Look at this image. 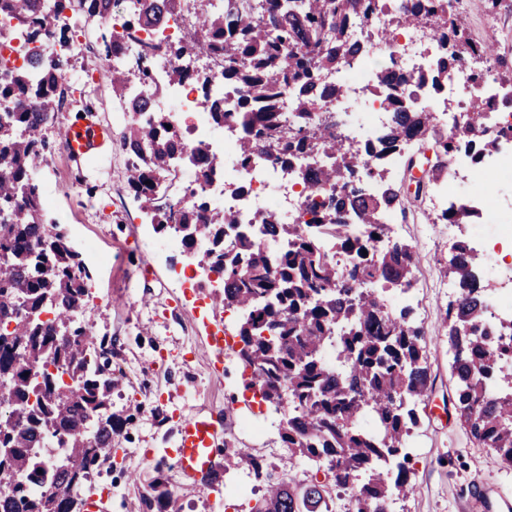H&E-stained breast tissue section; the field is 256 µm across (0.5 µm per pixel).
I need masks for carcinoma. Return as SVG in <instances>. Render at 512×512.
Here are the masks:
<instances>
[{"label": "carcinoma", "instance_id": "obj_1", "mask_svg": "<svg viewBox=\"0 0 512 512\" xmlns=\"http://www.w3.org/2000/svg\"><path fill=\"white\" fill-rule=\"evenodd\" d=\"M43 0H0V15L15 21L28 39H50L71 47L84 18L102 19L121 0H57L71 11L72 23L49 28ZM124 31L102 36L103 51L130 49L138 64L106 73L115 96L125 100L129 117L120 145L127 156V186L159 231L171 222L192 225L182 237L184 250L194 236L209 235L208 263L223 272L218 305L237 315L235 350L243 387L282 414L279 434L288 466L276 475L246 448L224 449V474L246 468L262 485L250 512H336L349 493V512H391L396 499L413 491L408 455L417 406L432 387L423 328L411 310H389L379 290L412 286L415 253L393 241L382 213H406L401 187L387 176L385 158L409 145L430 149L435 162L428 180L448 175V160L462 143L477 154L496 147L505 135L486 126L484 103L472 101L463 135L440 132L430 112L411 97V88L438 89L459 67L480 78L478 56L498 59L491 42L470 38L463 9L441 0H232L224 10L200 8L190 28L173 41L147 42L139 32L160 25L181 0H137ZM382 12L383 28L356 35L357 15ZM428 31L437 48L429 72L409 74L391 59L371 55L403 29ZM206 44L224 67V83L239 93V126L224 100H209L214 127L234 134L236 157L246 167L258 156L288 166L298 156L323 159L300 174L311 191L307 221L283 222L267 211L254 214L261 236L250 228L230 237L237 216L197 194L163 202L155 182L182 155L179 134L166 128L165 112L154 97H131L128 87L148 81L139 61L173 63L169 81L188 71L180 61ZM370 61L371 93L391 112L377 140L357 146L345 135L352 109L325 116L347 84H329L331 72H351ZM73 63L47 53L39 79L19 68L0 76V100L13 109L0 115V443L13 448L0 464V512H80L87 474L112 458V435L124 419L112 414V370L105 342H96L77 321L76 309L90 296L83 259L62 225L46 220V207L33 175L50 154L43 131L66 93ZM292 109L284 111V95ZM206 176L224 167V158L203 151L189 158ZM373 179L382 185L375 194ZM473 213L461 205L434 222L468 224ZM361 225L357 234L349 220ZM280 245L273 253L265 245ZM330 244L348 262L340 266L325 250ZM483 258L464 241L454 246L443 270L456 285L444 322L455 379L452 404L470 434L512 465V335L486 328L489 288L482 282ZM44 313L53 318L40 319ZM33 315L37 320L30 321ZM335 348L336 365L324 362ZM72 383L67 384L63 375ZM65 444L69 467L47 468L38 448L48 437ZM159 512H179L174 494L160 481L152 486Z\"/></svg>", "mask_w": 512, "mask_h": 512}]
</instances>
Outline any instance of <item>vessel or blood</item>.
I'll return each instance as SVG.
<instances>
[{
  "mask_svg": "<svg viewBox=\"0 0 512 512\" xmlns=\"http://www.w3.org/2000/svg\"><path fill=\"white\" fill-rule=\"evenodd\" d=\"M107 131L93 121L63 132L65 152L78 161L100 157L108 141ZM224 413L198 411L182 417L177 442L168 455L182 480L207 484L214 465L215 441L224 429Z\"/></svg>",
  "mask_w": 512,
  "mask_h": 512,
  "instance_id": "b4317fda",
  "label": "vessel or blood"
}]
</instances>
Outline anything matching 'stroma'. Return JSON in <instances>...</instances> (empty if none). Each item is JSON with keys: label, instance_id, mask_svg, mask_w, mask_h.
I'll use <instances>...</instances> for the list:
<instances>
[{"label": "stroma", "instance_id": "1", "mask_svg": "<svg viewBox=\"0 0 512 512\" xmlns=\"http://www.w3.org/2000/svg\"><path fill=\"white\" fill-rule=\"evenodd\" d=\"M470 35L495 42L505 66L512 68V0L489 12L486 0H464ZM104 29L99 19L83 26L88 45L76 59L87 79L71 87L46 131L55 147L43 169L42 189L52 218L66 225L97 255L89 262V291L108 305L89 304L86 325L112 346V371L121 384L112 393V409L127 421L112 439L114 454L93 475L111 486L105 512H157L150 507V484L163 475L178 496L183 512H248L253 496L216 481L207 486L184 483L173 460L180 416L199 409H228L227 442L251 449L262 462L282 467L288 456L278 434L280 416L248 402L242 371L233 351L216 360L210 336L216 323L234 324V313L209 304L198 307L186 296L177 272V254L149 256L157 233L129 193L126 157L120 149L122 123L112 116L122 103L110 85L96 81L103 66ZM92 108L98 124L109 129L105 159L86 164L68 157L59 146L64 128ZM428 203L407 205L396 217L398 238L412 245L418 258L408 304L429 343L428 365L434 379L418 408L419 423L409 440V467L414 492L394 504V512H512V467L466 431L448 399L454 388L452 356L443 317L450 297L440 288L439 269L460 238L447 225L431 223ZM261 423L262 433L242 429L240 421Z\"/></svg>", "mask_w": 512, "mask_h": 512}]
</instances>
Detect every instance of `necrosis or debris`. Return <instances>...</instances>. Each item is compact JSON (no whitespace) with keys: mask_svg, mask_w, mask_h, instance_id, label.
<instances>
[{"mask_svg":"<svg viewBox=\"0 0 512 512\" xmlns=\"http://www.w3.org/2000/svg\"><path fill=\"white\" fill-rule=\"evenodd\" d=\"M51 51V43L40 46L28 43L25 34L16 29L13 22L0 17V75L15 67L27 66L34 49ZM433 45L417 29L398 32L387 47L397 64L410 72L428 70L433 62ZM190 76L183 83H170L166 66H158L153 74L151 88L137 85L132 94L151 91L157 111L168 113L171 124L183 140L186 153L200 150L216 156L228 157L235 152V143L219 139L208 110V101L220 98L226 111H234L235 98L224 91L222 70L207 49H200L195 59L187 61ZM485 79L474 85L466 71H459L443 84L440 90L418 95L420 108L431 112L437 127L445 132H457L468 103L476 97L485 102L487 123L494 129L512 127V108H505L501 100L505 90L495 76V62L484 63ZM207 79V88H200L199 79ZM309 159L302 158L291 167H283L266 157H258L248 166H225L224 170L203 177L196 168H189L186 175L178 178H160L158 185L166 195L183 196L185 191L202 188L205 195L217 206L236 212L240 224L248 225L256 210L264 209L279 217H295L306 207L307 190L301 185L299 173L309 166ZM512 166V145L493 154L474 159L470 148L460 147L448 162V175L444 180L445 191L438 199L445 206L455 204L450 185L465 181H484L504 168Z\"/></svg>","mask_w":512,"mask_h":512,"instance_id":"4bbe7bcc","label":"necrosis or debris"}]
</instances>
